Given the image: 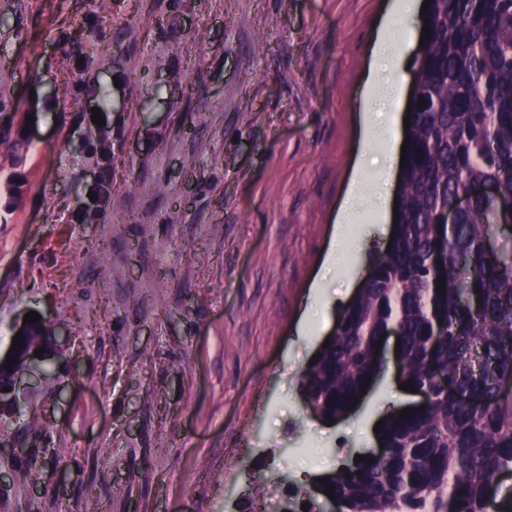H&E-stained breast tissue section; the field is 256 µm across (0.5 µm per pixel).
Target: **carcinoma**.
Here are the masks:
<instances>
[{
	"label": "carcinoma",
	"mask_w": 512,
	"mask_h": 512,
	"mask_svg": "<svg viewBox=\"0 0 512 512\" xmlns=\"http://www.w3.org/2000/svg\"><path fill=\"white\" fill-rule=\"evenodd\" d=\"M423 20L394 239L299 391L325 417L349 414L379 366L377 343L396 331L403 385L428 402L390 414L378 455L332 474L324 490L340 512H512V491L500 495L494 481L512 473V395H499L512 379V0H430ZM475 183L494 195L445 223ZM493 229L503 240L489 250Z\"/></svg>",
	"instance_id": "carcinoma-1"
}]
</instances>
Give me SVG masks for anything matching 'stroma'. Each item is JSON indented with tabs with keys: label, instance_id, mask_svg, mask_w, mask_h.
Segmentation results:
<instances>
[{
	"label": "stroma",
	"instance_id": "stroma-1",
	"mask_svg": "<svg viewBox=\"0 0 512 512\" xmlns=\"http://www.w3.org/2000/svg\"><path fill=\"white\" fill-rule=\"evenodd\" d=\"M392 2L0 0V350L30 311L72 335L0 416V512H320L301 470L373 450L394 342L340 432L299 377L392 232L337 248Z\"/></svg>",
	"mask_w": 512,
	"mask_h": 512
}]
</instances>
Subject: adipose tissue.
Masks as SVG:
<instances>
[{"label": "adipose tissue", "mask_w": 512, "mask_h": 512, "mask_svg": "<svg viewBox=\"0 0 512 512\" xmlns=\"http://www.w3.org/2000/svg\"><path fill=\"white\" fill-rule=\"evenodd\" d=\"M416 7V0H394L375 41V65L365 85L362 150L364 156H376L377 165L360 166L348 191L341 223H354L367 201L372 202L379 221H387L392 211L393 180L400 162L395 127L406 80L399 63L419 41L418 34L409 31L407 25Z\"/></svg>", "instance_id": "1"}]
</instances>
